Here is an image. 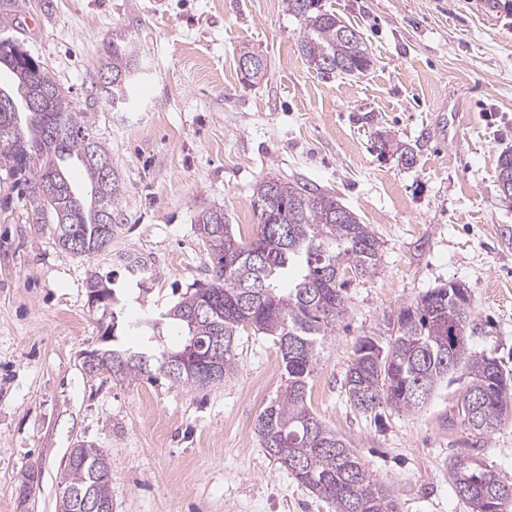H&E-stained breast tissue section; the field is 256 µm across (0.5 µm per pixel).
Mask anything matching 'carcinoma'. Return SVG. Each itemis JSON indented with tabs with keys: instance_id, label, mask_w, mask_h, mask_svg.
<instances>
[{
	"instance_id": "1",
	"label": "carcinoma",
	"mask_w": 512,
	"mask_h": 512,
	"mask_svg": "<svg viewBox=\"0 0 512 512\" xmlns=\"http://www.w3.org/2000/svg\"><path fill=\"white\" fill-rule=\"evenodd\" d=\"M23 0H0V23L12 26ZM289 15L303 25L299 52L323 75L362 74L373 60L354 27L321 8V0H283ZM136 59L127 43H105L101 68L112 107L127 100L128 76ZM0 96L17 105L11 117L15 133L0 134V168L28 190L27 219L52 224L59 246L72 251L78 235L107 251L119 227L121 184L115 169L101 161L112 156L91 133L81 113L51 73L14 38L0 40ZM51 91L48 112L34 114L26 98ZM498 182L512 185V152L500 154ZM258 217L275 215L274 228L259 227L249 240L233 233L224 210L205 207L196 216L197 232L211 261L210 282L188 289L162 319L181 328L184 341L170 351L153 345L154 336L137 350L123 345L101 348L112 374L122 380L158 372L182 384L202 388L198 379L175 374L166 354L184 351L196 341L200 353L219 347L223 378L237 368V342L249 327L273 338L281 356L283 385L259 414L261 446L300 485L331 502L336 512H398L389 486L373 480L350 442L336 435L310 409L307 398L319 361V349L333 335L349 309L347 283L377 273L381 260L371 227L338 203L336 195L298 181L261 178L253 191ZM459 290L446 285L426 291L387 318L383 341L363 336L355 342L345 372V392L362 413L387 406L415 412L449 375L462 371V401L478 395L486 434L512 422V373L491 357L471 351L473 310L457 305ZM113 327L125 325L121 299L99 305ZM80 464L62 472L64 489L89 491L112 501V474L105 451L92 445L75 449ZM454 491L471 512H501L512 501V483L470 456L450 463Z\"/></svg>"
}]
</instances>
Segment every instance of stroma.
<instances>
[{
    "mask_svg": "<svg viewBox=\"0 0 512 512\" xmlns=\"http://www.w3.org/2000/svg\"><path fill=\"white\" fill-rule=\"evenodd\" d=\"M373 54L366 74L320 77L299 52L283 0H26L11 34L46 67L112 155L123 186L111 252L79 257L0 170V512H57L78 443L103 448L112 512H334L261 447L255 425L282 384L272 337L245 332L236 373L203 390L164 376L88 374L101 348L89 270L111 275L131 319H155L211 262L195 224L220 207L256 235L253 188L274 175L334 192L381 244L375 277L352 282L308 404L347 439L400 512H470L449 479L469 455L512 482V423L470 435L454 422L463 383H441L416 412L351 407L343 378L355 341L385 337L391 312L427 290L469 289L472 351L512 371V204L497 160L512 151V10L495 0H323ZM121 37L141 68L134 101L103 92V44ZM266 56L242 79L241 50ZM415 159L405 164L403 149ZM151 266L139 293L117 262Z\"/></svg>",
    "mask_w": 512,
    "mask_h": 512,
    "instance_id": "1",
    "label": "stroma"
}]
</instances>
